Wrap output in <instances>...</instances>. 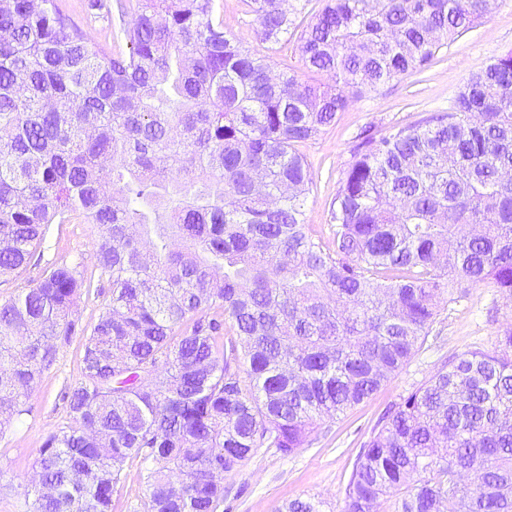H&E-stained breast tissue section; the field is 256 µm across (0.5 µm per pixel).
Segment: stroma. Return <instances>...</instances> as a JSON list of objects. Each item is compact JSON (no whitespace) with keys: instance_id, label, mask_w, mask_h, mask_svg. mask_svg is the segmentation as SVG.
Masks as SVG:
<instances>
[{"instance_id":"35a3bbf8","label":"stroma","mask_w":512,"mask_h":512,"mask_svg":"<svg viewBox=\"0 0 512 512\" xmlns=\"http://www.w3.org/2000/svg\"><path fill=\"white\" fill-rule=\"evenodd\" d=\"M227 31L244 47L269 56L275 71H301L297 32L278 45L261 42L254 34L253 17L243 0H217ZM512 51V0H496L487 19L441 49L423 72L403 75L379 92L359 98L335 125L316 140L301 145L312 177L307 222L319 233L329 231L330 208L338 182L352 161L355 135L365 128L375 133L444 112L469 75L489 58ZM97 229L92 224L51 226L41 262L16 276L0 280V301L37 279L45 264H81L92 285L77 306L83 327L96 323L111 297L107 280L92 263ZM512 324V302L490 284L462 289L456 302L442 306L433 327L434 337L372 397L336 419L324 421L309 447L289 456L272 448L258 449L248 460L226 473L224 500L218 512H281L292 499L315 497L324 512H341L344 490L364 441L385 410L412 391L448 357L464 351L489 349L500 330ZM84 338L76 335L57 343V358L26 399L25 412L0 435V512H30L26 490L44 441L66 426L64 389L80 377ZM145 485L139 461L125 464L112 495V512H141Z\"/></svg>"}]
</instances>
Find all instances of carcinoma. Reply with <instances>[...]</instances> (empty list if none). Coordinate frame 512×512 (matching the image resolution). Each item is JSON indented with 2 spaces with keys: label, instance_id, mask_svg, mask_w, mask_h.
I'll list each match as a JSON object with an SVG mask.
<instances>
[{
  "label": "carcinoma",
  "instance_id": "cac0c4a2",
  "mask_svg": "<svg viewBox=\"0 0 512 512\" xmlns=\"http://www.w3.org/2000/svg\"><path fill=\"white\" fill-rule=\"evenodd\" d=\"M260 40L301 29L305 78L224 29L215 0H118L127 51L63 0H0V277L52 224L98 227L111 298L89 330L80 265L0 302V432L86 334L70 423L39 449L31 512H112L143 465V512H217L258 448L284 456L371 397L426 343L438 303L491 283L512 301V53L453 108L358 136L331 209L307 224L298 146L366 92L423 70L490 0H325L314 20L246 0ZM324 75L328 81L310 78ZM512 512V325L390 407L342 512ZM294 499L285 512H322Z\"/></svg>",
  "mask_w": 512,
  "mask_h": 512
}]
</instances>
